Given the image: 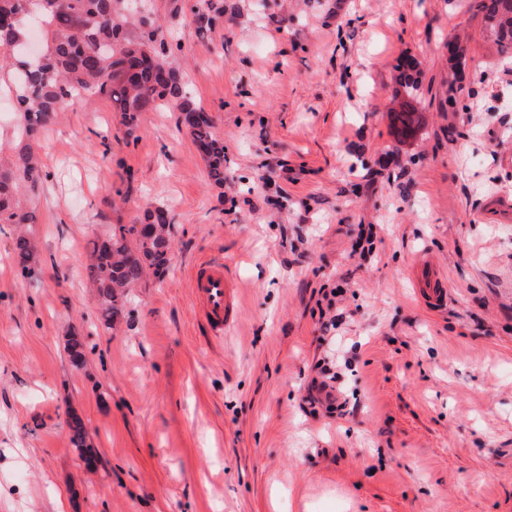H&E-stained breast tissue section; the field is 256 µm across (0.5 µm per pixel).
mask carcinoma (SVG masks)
Listing matches in <instances>:
<instances>
[{"instance_id":"1","label":"carcinoma","mask_w":512,"mask_h":512,"mask_svg":"<svg viewBox=\"0 0 512 512\" xmlns=\"http://www.w3.org/2000/svg\"><path fill=\"white\" fill-rule=\"evenodd\" d=\"M486 30L499 52L512 56V0H477ZM224 18V8L202 0L195 12L201 31ZM172 48L162 26L136 17L127 0H0V76L13 87L19 134L32 138L63 111L72 90L107 94L120 104L125 127L133 133L139 113L177 100L193 143L203 154L211 180L224 185V142L212 120L179 86L167 62ZM39 170L30 151L0 163V224H26L23 189L36 186ZM34 248L25 234L14 240L15 263L23 269ZM91 277L101 320L109 325L123 313L131 289L149 270L167 268L170 230L165 209L145 212L139 224H117L93 246ZM71 442L88 458L86 426L78 416L67 421Z\"/></svg>"}]
</instances>
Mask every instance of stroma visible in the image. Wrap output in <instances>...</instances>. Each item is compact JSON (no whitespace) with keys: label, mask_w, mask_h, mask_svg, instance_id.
Masks as SVG:
<instances>
[{"label":"stroma","mask_w":512,"mask_h":512,"mask_svg":"<svg viewBox=\"0 0 512 512\" xmlns=\"http://www.w3.org/2000/svg\"><path fill=\"white\" fill-rule=\"evenodd\" d=\"M150 2L224 143V183L170 108L130 134L95 95L27 141L0 114V150L42 169L32 275L13 260L22 229L0 224V512H512V57L476 0H224L204 38L197 0ZM283 171L281 211L262 179ZM155 206L170 263L105 326L92 244ZM422 250L446 308L411 288ZM211 255L237 286L220 342L191 288ZM323 366L336 382L319 392ZM67 425L70 430L73 446L82 457L89 459L90 455L93 454V450L86 444V426L83 420L78 416H72L67 421Z\"/></svg>","instance_id":"35a3bbf8"}]
</instances>
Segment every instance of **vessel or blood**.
Wrapping results in <instances>:
<instances>
[{
  "mask_svg": "<svg viewBox=\"0 0 512 512\" xmlns=\"http://www.w3.org/2000/svg\"><path fill=\"white\" fill-rule=\"evenodd\" d=\"M419 300L429 308L448 303L446 279L428 254H420L412 277ZM192 288L199 311L214 337H222L232 318L235 284L224 268V261L212 257L199 262L192 274Z\"/></svg>",
  "mask_w": 512,
  "mask_h": 512,
  "instance_id": "obj_1",
  "label": "vessel or blood"
}]
</instances>
